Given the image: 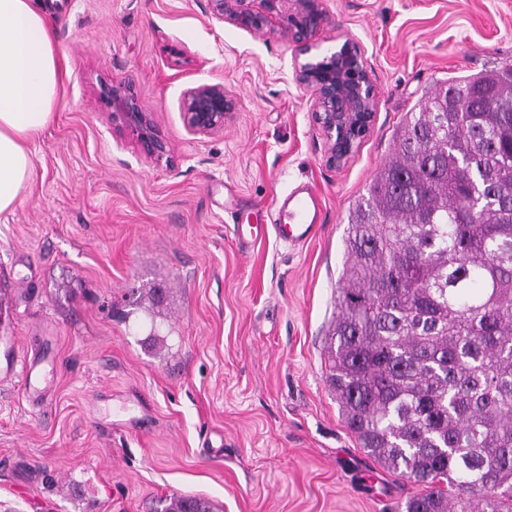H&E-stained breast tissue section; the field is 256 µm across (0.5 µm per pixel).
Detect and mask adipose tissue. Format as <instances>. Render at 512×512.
<instances>
[{"label": "adipose tissue", "instance_id": "1", "mask_svg": "<svg viewBox=\"0 0 512 512\" xmlns=\"http://www.w3.org/2000/svg\"><path fill=\"white\" fill-rule=\"evenodd\" d=\"M65 76L39 0H0V215L31 180L27 143L52 122Z\"/></svg>", "mask_w": 512, "mask_h": 512}]
</instances>
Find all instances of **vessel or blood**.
<instances>
[{"mask_svg": "<svg viewBox=\"0 0 512 512\" xmlns=\"http://www.w3.org/2000/svg\"><path fill=\"white\" fill-rule=\"evenodd\" d=\"M275 207L279 214L285 216V223L273 226L239 225V239L242 243H250L271 233L280 241L301 246L320 235L322 230L318 223L320 203L315 194L307 188L294 189L288 195L276 200Z\"/></svg>", "mask_w": 512, "mask_h": 512, "instance_id": "vessel-or-blood-1", "label": "vessel or blood"}]
</instances>
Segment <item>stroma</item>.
Instances as JSON below:
<instances>
[{"instance_id":"1","label":"stroma","mask_w":512,"mask_h":512,"mask_svg":"<svg viewBox=\"0 0 512 512\" xmlns=\"http://www.w3.org/2000/svg\"><path fill=\"white\" fill-rule=\"evenodd\" d=\"M359 40L379 100L342 168L326 162L295 48L219 23L204 0H55L68 70L32 179L0 216V358L36 361L40 397L0 374V512H405L418 491L360 448L325 383L351 203L437 82L512 64V0H326ZM132 84L172 150L114 136L103 84ZM220 83L233 119L189 134L183 92ZM320 196L321 235L241 248L275 199ZM165 283L160 314L128 293ZM166 336V359L139 344ZM213 505L197 496H174L169 499L164 512H213Z\"/></svg>"}]
</instances>
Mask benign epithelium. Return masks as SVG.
Segmentation results:
<instances>
[{"label": "benign epithelium", "mask_w": 512, "mask_h": 512, "mask_svg": "<svg viewBox=\"0 0 512 512\" xmlns=\"http://www.w3.org/2000/svg\"><path fill=\"white\" fill-rule=\"evenodd\" d=\"M208 13L219 23L262 31L275 25L296 47V81L311 93L312 115L326 139V162L343 167L373 125L378 100L364 60L361 44L342 35L327 37L344 42L320 52L319 35L326 24L324 0H206ZM305 60H300V57ZM109 105L112 132L128 137L150 159L169 154L167 142L151 114L146 112L135 87L129 84L102 88ZM237 101L222 84L187 89L180 101L183 124L192 135H210L224 129Z\"/></svg>", "instance_id": "obj_1"}]
</instances>
